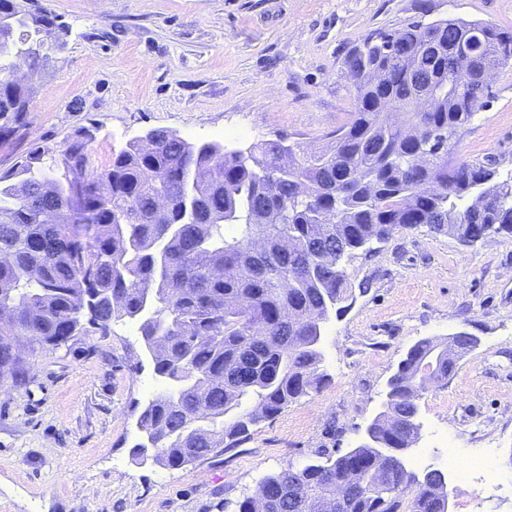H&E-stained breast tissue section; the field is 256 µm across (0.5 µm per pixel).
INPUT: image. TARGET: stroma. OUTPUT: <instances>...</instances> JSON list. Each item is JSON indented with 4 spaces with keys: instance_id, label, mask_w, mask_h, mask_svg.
Here are the masks:
<instances>
[{
    "instance_id": "1",
    "label": "stroma",
    "mask_w": 512,
    "mask_h": 512,
    "mask_svg": "<svg viewBox=\"0 0 512 512\" xmlns=\"http://www.w3.org/2000/svg\"><path fill=\"white\" fill-rule=\"evenodd\" d=\"M69 30L40 80L25 125L0 145V173L38 147L87 137L101 172L133 139L163 128L248 150L286 139L330 143L354 110L346 58L370 34L412 21H480L512 31V0H41ZM463 160L512 172V63L456 146ZM353 298L322 326L324 385L211 458L168 470L135 458L138 417L161 390L136 321L90 328L27 359L23 388H0V512H224L260 480L356 447L382 410L409 348L460 329L480 339L448 381L418 402L415 465L433 433L488 449L512 478V236L473 246L426 228L356 253ZM452 512H512V492L449 480Z\"/></svg>"
}]
</instances>
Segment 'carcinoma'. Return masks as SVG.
I'll return each mask as SVG.
<instances>
[{"instance_id": "carcinoma-1", "label": "carcinoma", "mask_w": 512, "mask_h": 512, "mask_svg": "<svg viewBox=\"0 0 512 512\" xmlns=\"http://www.w3.org/2000/svg\"><path fill=\"white\" fill-rule=\"evenodd\" d=\"M55 19L40 0H0L1 145L25 124L37 93L11 80L13 58L21 53L44 73L50 56L40 33ZM470 40L481 43L479 58L456 57L457 44ZM364 43L366 52L346 61L355 111L325 148L279 139L228 151L152 129L154 151L133 140L100 174L88 171L84 135L57 156L38 148L0 173V252L13 257L0 263V377L29 383L14 337L59 349L84 334L89 304L88 322L102 329L135 319L155 374L180 381L177 393L149 401L139 427L155 464L182 468L236 445L325 383L321 327L351 297L344 262L355 251L420 226L465 245L511 236L512 175L453 154L485 104L471 78L512 60V32L439 19ZM421 81L437 94L421 99ZM56 167L84 173L87 223L67 216L68 185ZM256 234L266 238L260 254L248 251ZM437 348L435 378L448 379V341L419 340L376 417L380 447L264 476V512H313L336 494L344 497L337 512H445L441 470L419 476L381 453L418 438L409 394ZM402 481L415 489L390 495Z\"/></svg>"}]
</instances>
